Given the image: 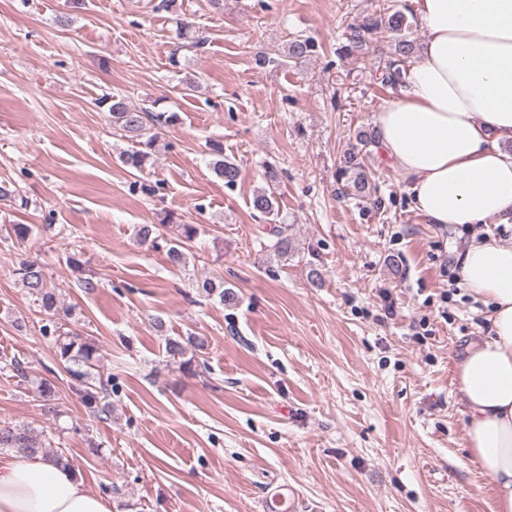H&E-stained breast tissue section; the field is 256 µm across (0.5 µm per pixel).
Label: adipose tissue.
<instances>
[{
    "label": "adipose tissue",
    "instance_id": "1",
    "mask_svg": "<svg viewBox=\"0 0 512 512\" xmlns=\"http://www.w3.org/2000/svg\"><path fill=\"white\" fill-rule=\"evenodd\" d=\"M420 57L376 117L384 156L429 223L512 224V0H417ZM459 277L489 306L490 334L456 363L468 458L512 512V239L474 241ZM0 512H109L52 456L0 457Z\"/></svg>",
    "mask_w": 512,
    "mask_h": 512
}]
</instances>
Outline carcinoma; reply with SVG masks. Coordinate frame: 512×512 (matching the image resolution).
Instances as JSON below:
<instances>
[{
    "label": "carcinoma",
    "mask_w": 512,
    "mask_h": 512,
    "mask_svg": "<svg viewBox=\"0 0 512 512\" xmlns=\"http://www.w3.org/2000/svg\"><path fill=\"white\" fill-rule=\"evenodd\" d=\"M413 24L408 21L407 15L383 4L378 9L366 14L356 24L349 27L345 38L347 44L343 52L347 55L358 53L373 40L378 39L381 33L389 31L393 34L389 59L384 68L380 69L378 81L383 88L395 90L401 85L405 76V68L409 59L415 53L414 41L410 39ZM316 52V43L310 37L302 35L294 37L289 43L285 58L297 62L311 56ZM101 104L108 106L112 118V125L118 130L127 133V137L135 140V147L122 154L123 164L133 170H141L152 156V147L156 136H146L147 124L168 126L177 120L174 112H152L148 109L129 107L123 99L106 97ZM370 140L362 139V148L344 154L343 159L336 168V182L339 193L358 201L373 200L376 208H381L382 199L376 197V188L371 183V173L365 163L367 151L364 147ZM213 172L224 181L227 186L237 183L240 170L236 163L224 159L221 146H213ZM263 179L265 185L254 191L250 201L252 210L266 220L264 230L268 235L266 248L282 259L288 261L295 253L294 239L288 233V227L277 223L279 206L277 189L279 186L278 170L271 164L265 166ZM184 240L167 249L170 263L176 267L182 266L187 259V246L197 235V227L192 224L183 225ZM137 236L141 243L159 246L162 237L159 225L142 224L139 226ZM13 275L27 289L28 293L40 301L41 307L48 313L58 311L54 288L49 286L43 265L33 260H21L13 267ZM198 287L209 296L216 295L219 303L231 306L236 303L235 292L224 288V284H217L210 277L203 278ZM57 333L55 338V355L64 365L67 374L74 381L76 391L80 395L84 406L94 414L109 411L110 382L93 381L90 379L88 368L97 362V348L79 334L68 331L61 332L59 328H50L45 325L42 333L48 335ZM201 351L207 347V340L203 336H188L186 339H167L165 351L167 357L174 361L179 360V368L188 374L193 373L192 360L185 359L188 348ZM32 389L39 399L46 402L48 412L56 414V401L59 400L54 385L47 379L32 383ZM51 447L49 440L37 441L29 431L21 426H0V448H15L26 455H35L45 448Z\"/></svg>",
    "instance_id": "obj_1"
}]
</instances>
